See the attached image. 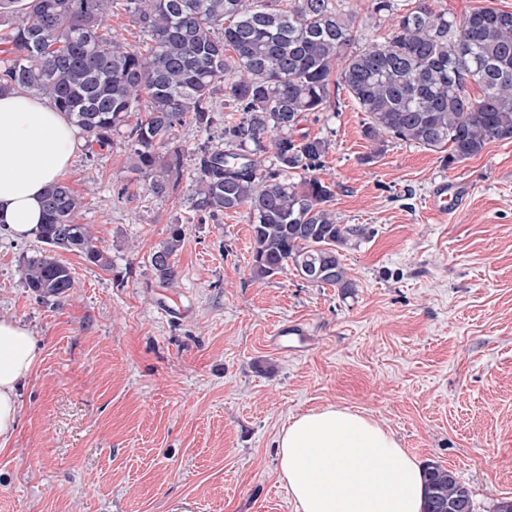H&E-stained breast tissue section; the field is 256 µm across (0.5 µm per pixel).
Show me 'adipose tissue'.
Listing matches in <instances>:
<instances>
[{
    "mask_svg": "<svg viewBox=\"0 0 512 512\" xmlns=\"http://www.w3.org/2000/svg\"><path fill=\"white\" fill-rule=\"evenodd\" d=\"M81 145L79 129L46 100L0 95V236L36 237L44 192ZM39 355L27 327L0 319V447L15 433L17 388ZM276 448L297 512H422L421 465L363 414L335 405L306 412L282 429Z\"/></svg>",
    "mask_w": 512,
    "mask_h": 512,
    "instance_id": "1",
    "label": "adipose tissue"
}]
</instances>
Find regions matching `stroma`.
Returning a JSON list of instances; mask_svg holds the SVG:
<instances>
[{"label": "stroma", "mask_w": 512, "mask_h": 512, "mask_svg": "<svg viewBox=\"0 0 512 512\" xmlns=\"http://www.w3.org/2000/svg\"><path fill=\"white\" fill-rule=\"evenodd\" d=\"M365 119L344 94L296 130L327 141L330 208L368 231L342 252L346 292L292 269L254 278L245 212H195L185 181L149 195L125 134L75 155L63 179L112 264L60 253L74 286L42 301L19 272L40 240L0 236V319L40 346L0 450V512H295L276 439L327 405L455 472L475 512L512 498V143L448 169L400 140L374 149ZM443 179L468 188L444 219L428 206ZM177 224L166 285L151 256ZM287 324L309 349L275 344Z\"/></svg>", "instance_id": "35a3bbf8"}]
</instances>
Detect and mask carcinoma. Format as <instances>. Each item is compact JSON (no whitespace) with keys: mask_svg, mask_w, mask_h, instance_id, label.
I'll return each mask as SVG.
<instances>
[{"mask_svg":"<svg viewBox=\"0 0 512 512\" xmlns=\"http://www.w3.org/2000/svg\"><path fill=\"white\" fill-rule=\"evenodd\" d=\"M0 0V92L44 96L86 138L89 154L127 134L132 169L163 197L184 178L174 132L186 120L223 141L201 150L192 181L195 211L246 210L254 239L251 271L265 279L293 266L310 283L351 287L339 251L367 228L341 224L329 209L333 185L315 174L328 144L292 133L309 112H327L345 91L368 121L376 147L393 138L440 154L454 167L494 141H512V11L481 8L459 19L418 0H373L390 20L378 40L356 44L352 12L341 0ZM123 9L145 35L141 45L112 28ZM228 77L224 107L215 83ZM477 93H472L471 88ZM237 112L223 122V110ZM83 197L63 180L44 195L38 239L46 245L21 265L36 298L61 301L74 287L60 251L112 265L88 225ZM175 225L151 257L160 281L176 277ZM423 512H474L469 489L438 463L423 468Z\"/></svg>","mask_w":512,"mask_h":512,"instance_id":"carcinoma-1","label":"carcinoma"}]
</instances>
